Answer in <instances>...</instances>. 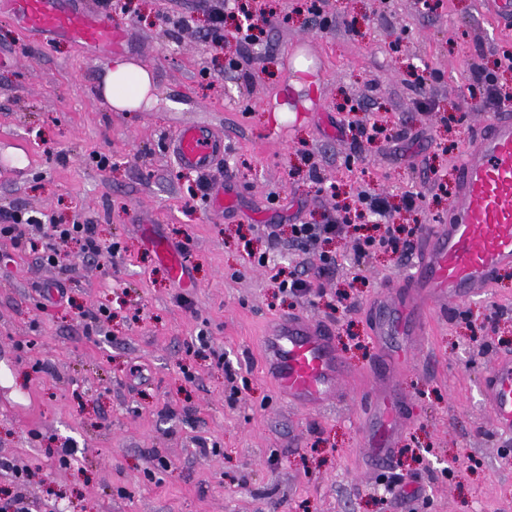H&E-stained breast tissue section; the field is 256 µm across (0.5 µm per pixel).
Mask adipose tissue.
Listing matches in <instances>:
<instances>
[{"label":"adipose tissue","mask_w":512,"mask_h":512,"mask_svg":"<svg viewBox=\"0 0 512 512\" xmlns=\"http://www.w3.org/2000/svg\"><path fill=\"white\" fill-rule=\"evenodd\" d=\"M101 94L117 112L151 110L160 105L151 70L129 61L106 65Z\"/></svg>","instance_id":"obj_1"}]
</instances>
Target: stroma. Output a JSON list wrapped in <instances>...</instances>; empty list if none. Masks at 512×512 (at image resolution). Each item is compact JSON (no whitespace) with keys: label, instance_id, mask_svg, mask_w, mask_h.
<instances>
[{"label":"stroma","instance_id":"obj_1","mask_svg":"<svg viewBox=\"0 0 512 512\" xmlns=\"http://www.w3.org/2000/svg\"><path fill=\"white\" fill-rule=\"evenodd\" d=\"M125 3L109 17L131 36L122 59L151 69L158 95L181 110L113 111L101 61L0 18V153L27 155L0 166V210L93 224L121 245L64 275L0 245V457L33 471L36 512H512V438L494 433L481 397L495 358L512 355V271L486 298L436 309L399 379L412 417L383 469L365 466L361 393L314 413L291 409L257 346L267 324L297 311L331 323L349 367L367 372L373 302L408 262L388 250L358 261L335 242L323 294L295 297L273 276L312 257L289 245L288 227L321 222L361 186L395 206L405 191L425 192V208L401 210L398 222L447 218L438 186L453 185L467 135L487 117L471 68L512 50V31L497 30L479 0H327L326 30L305 0H246L266 21L228 73L224 57L238 46L207 40L203 0ZM299 40L318 57L310 79L288 66ZM427 70L442 79L421 96L414 76ZM379 120L389 138L347 127ZM185 123L223 133L218 168L177 166L166 141ZM99 153L111 168L96 166ZM355 154L360 163L347 165ZM203 183L230 184L234 207L212 210ZM153 235L181 254L186 287ZM60 282L66 295L52 290ZM101 306L110 318L86 326L81 311ZM200 340L225 365L189 354ZM201 440L218 454L199 456ZM62 446L65 468L48 454ZM397 473L417 498L387 492Z\"/></svg>","mask_w":512,"mask_h":512}]
</instances>
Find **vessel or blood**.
<instances>
[{
	"label": "vessel or blood",
	"instance_id": "obj_1",
	"mask_svg": "<svg viewBox=\"0 0 512 512\" xmlns=\"http://www.w3.org/2000/svg\"><path fill=\"white\" fill-rule=\"evenodd\" d=\"M484 12L512 27V0H482ZM0 18L19 27L70 37L83 48L122 52L124 30L73 0H0ZM180 168L205 172L223 160L222 135L199 124L180 126L169 141ZM412 271L396 288L382 290L372 334L381 354L370 388L372 421L366 445L371 468L384 467L410 409L398 381L418 350L433 308L484 297L497 274L512 269V111L490 113L475 128L458 165L457 189L448 221L425 227L414 242ZM266 375L282 399L300 411L340 401L348 368L327 323L291 316L262 338ZM494 430L512 434V358L494 362L484 384Z\"/></svg>",
	"mask_w": 512,
	"mask_h": 512
}]
</instances>
